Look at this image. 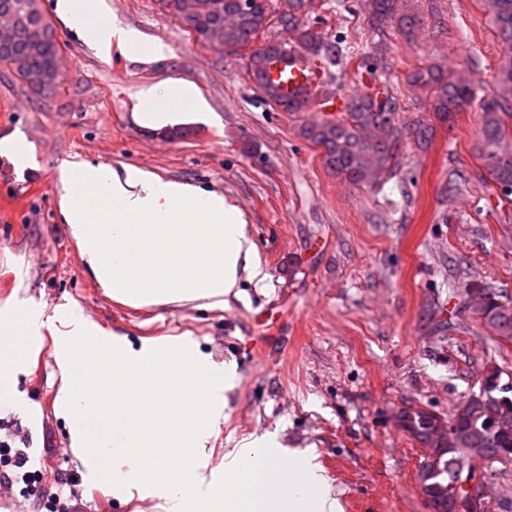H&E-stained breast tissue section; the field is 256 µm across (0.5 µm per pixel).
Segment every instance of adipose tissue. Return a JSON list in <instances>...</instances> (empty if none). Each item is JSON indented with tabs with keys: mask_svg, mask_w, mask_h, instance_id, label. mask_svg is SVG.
<instances>
[{
	"mask_svg": "<svg viewBox=\"0 0 512 512\" xmlns=\"http://www.w3.org/2000/svg\"><path fill=\"white\" fill-rule=\"evenodd\" d=\"M102 0H55L68 27L86 36L97 54L113 47L159 57L165 46L105 18ZM192 82L171 80L137 93L135 119L157 129L172 114L206 109ZM60 212L94 278L113 299L132 307L205 302L224 306L240 278L262 273L257 253L244 233L237 207L216 192L174 181L134 165L114 169L85 161L63 162ZM37 318L0 316V402L26 358Z\"/></svg>",
	"mask_w": 512,
	"mask_h": 512,
	"instance_id": "obj_1",
	"label": "adipose tissue"
}]
</instances>
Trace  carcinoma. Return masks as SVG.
<instances>
[{"instance_id":"cac0c4a2","label":"carcinoma","mask_w":512,"mask_h":512,"mask_svg":"<svg viewBox=\"0 0 512 512\" xmlns=\"http://www.w3.org/2000/svg\"><path fill=\"white\" fill-rule=\"evenodd\" d=\"M18 6L21 17L42 24L46 31L43 41L28 47L19 58L6 54L9 62L19 59L13 67L17 78L28 83V76L40 74L43 84L55 85L58 77L47 67L60 43L55 38L53 25L42 13L40 0H0V3ZM159 5L177 20L186 19L194 24L203 38V45L219 49L236 50L249 44L265 31L270 17L278 15L276 34L254 47L247 55L246 71L263 98L274 103L283 112L299 114L309 112L315 105L322 106L335 94L331 67L343 68L355 57L362 55L355 42L331 43L308 23L306 16L312 11L313 0H281L272 7L271 0H251L249 7L240 9L238 0H158ZM491 22L505 44L504 54L497 69L492 88L480 91L466 80L436 66H424L409 77L410 85L429 95L432 118L405 124L399 118V102L384 83H372L349 98L344 109L336 114L325 112L304 121L298 131L302 138L322 151L324 167L352 184L374 182L382 175H390L397 168L406 140L420 146L431 143L436 126H445L457 113L473 102L480 103L481 125L477 153L498 197H512V0H484ZM372 24L381 27L392 23L407 35L420 26V18L398 7V0H372ZM300 55L319 59L325 65L328 79L315 90L300 92L292 97L268 82L266 66L270 59ZM487 293L488 304L460 294L462 304L477 315L494 334L512 341V299L491 285L473 284ZM497 416L512 420V391L501 406L474 408L456 421L454 451L446 446L430 443L439 415L423 408L402 411L400 422L411 437L430 449L431 459L423 478L424 491L434 497H448V480L454 467L466 468V461L483 453L491 456L498 448H512V431L491 438L489 421Z\"/></svg>"}]
</instances>
